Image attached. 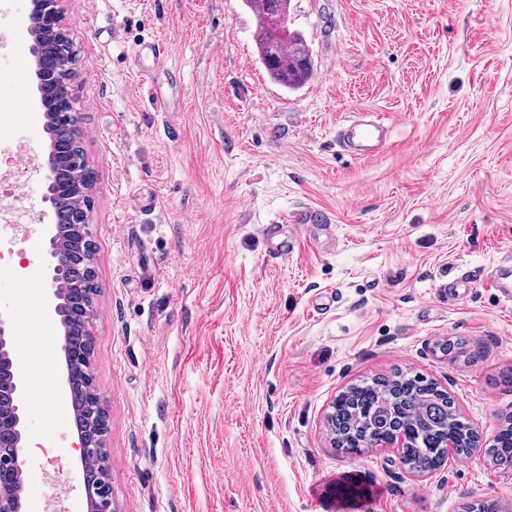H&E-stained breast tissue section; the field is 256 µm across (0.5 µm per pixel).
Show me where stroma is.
Listing matches in <instances>:
<instances>
[{"label":"stroma","mask_w":512,"mask_h":512,"mask_svg":"<svg viewBox=\"0 0 512 512\" xmlns=\"http://www.w3.org/2000/svg\"><path fill=\"white\" fill-rule=\"evenodd\" d=\"M62 7L118 512H512V465L484 452L512 420V303L489 283L512 253V0H292L315 62L293 92L269 79L241 0ZM149 41L164 67L137 59ZM358 111L392 127L370 158L337 144ZM42 116L32 59L1 56L0 173L28 237L0 243V304L50 355L23 371L33 512L83 500L74 420L53 408L70 397L60 325L23 299L46 288L52 214L27 164L46 155ZM306 206L331 213L335 241L274 254L263 225ZM400 372L447 391L480 450L415 477L400 450L333 448L336 397Z\"/></svg>","instance_id":"stroma-1"}]
</instances>
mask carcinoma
Returning a JSON list of instances; mask_svg holds the SVG:
<instances>
[{
  "instance_id": "cac0c4a2",
  "label": "carcinoma",
  "mask_w": 512,
  "mask_h": 512,
  "mask_svg": "<svg viewBox=\"0 0 512 512\" xmlns=\"http://www.w3.org/2000/svg\"><path fill=\"white\" fill-rule=\"evenodd\" d=\"M291 0H243L256 22L258 58L270 79L295 91L314 74L311 51L303 35L289 27L276 28L277 16L288 15ZM63 297L71 302L79 295H96V283L80 276L63 282ZM95 384L83 378L71 387V406L78 422L84 421L83 406ZM336 443L347 453H356L365 438L377 433L408 430L412 433L404 462L415 470L431 471L446 459L444 445L453 438L461 454L473 445L471 428L459 419L448 398L421 376L400 375L392 381L364 383L350 388L336 399L334 408ZM486 454L497 461L512 463V421L499 431Z\"/></svg>"
}]
</instances>
